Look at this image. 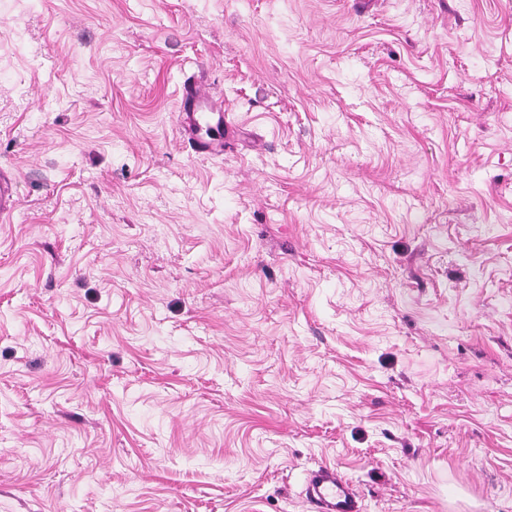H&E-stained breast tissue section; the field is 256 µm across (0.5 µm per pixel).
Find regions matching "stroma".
Here are the masks:
<instances>
[{
    "label": "stroma",
    "instance_id": "stroma-1",
    "mask_svg": "<svg viewBox=\"0 0 512 512\" xmlns=\"http://www.w3.org/2000/svg\"><path fill=\"white\" fill-rule=\"evenodd\" d=\"M0 172V512H512V0H0ZM181 114L184 140L194 152H224V96L213 91L203 77L185 80ZM203 130L208 138L201 135ZM305 497L315 512H362L355 483L335 466L320 465L305 478Z\"/></svg>",
    "mask_w": 512,
    "mask_h": 512
}]
</instances>
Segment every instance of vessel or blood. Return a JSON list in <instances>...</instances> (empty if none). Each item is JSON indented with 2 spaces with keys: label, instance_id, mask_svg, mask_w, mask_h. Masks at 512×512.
<instances>
[{
  "label": "vessel or blood",
  "instance_id": "vessel-or-blood-1",
  "mask_svg": "<svg viewBox=\"0 0 512 512\" xmlns=\"http://www.w3.org/2000/svg\"><path fill=\"white\" fill-rule=\"evenodd\" d=\"M184 139L196 153L224 150V97L203 78L185 80L181 96ZM305 497L315 512H363L355 483L336 467L321 465L305 478Z\"/></svg>",
  "mask_w": 512,
  "mask_h": 512
}]
</instances>
